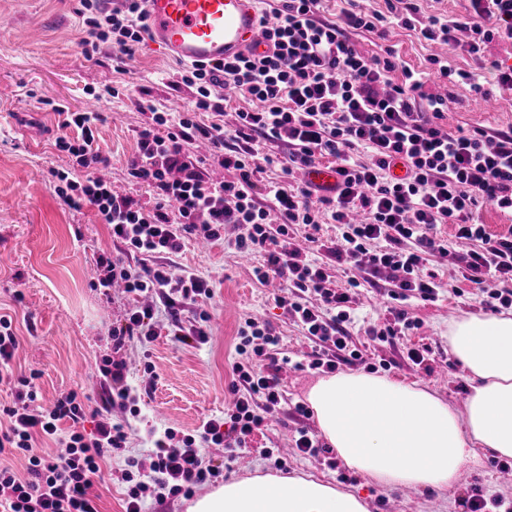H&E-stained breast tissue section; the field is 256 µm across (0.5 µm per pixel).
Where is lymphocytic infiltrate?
<instances>
[{"instance_id":"f902f5d3","label":"lymphocytic infiltrate","mask_w":512,"mask_h":512,"mask_svg":"<svg viewBox=\"0 0 512 512\" xmlns=\"http://www.w3.org/2000/svg\"><path fill=\"white\" fill-rule=\"evenodd\" d=\"M320 2L278 0L263 13L266 54L184 67L182 82L196 88L192 111L152 112L137 130V150L127 162L129 178L152 188V203L117 193L100 177L110 160L94 145L96 113L55 107L65 131L56 145L80 168L76 174L55 173L57 197L72 209L93 208L113 239L145 260L135 268L117 257L97 259L94 287H121L129 301L122 323L112 329L114 349L133 338L155 339L154 317L161 308L168 315L169 335L183 343H207L209 313L203 302L213 296L209 281L174 270L162 259L179 253L187 236L221 239L228 225L238 230L237 252L263 255L254 270L258 282L285 281L287 289L276 303L315 343L333 345L354 359L359 351L348 333L354 321L350 291L358 287L360 272L384 279L394 302L389 309L393 324L365 330L381 343L415 328L404 308L407 301H437L444 293H457L461 282L477 285L486 307L512 309V230L492 233L479 221L485 203L512 212V130L444 129L448 99L428 89L434 78L455 75L479 94V74L453 71L436 56L429 62L437 70L430 73L405 65L392 50L364 55L352 33L378 32L385 16L354 5L331 20L321 15ZM402 2L395 20L416 27L414 0ZM469 2L466 22L431 16L416 28L425 40L461 45L480 63L487 43L497 37L512 40V0ZM81 14L89 34L86 58L108 43L120 68L146 38L143 0H122L109 11L101 0H82ZM396 71L401 81L393 80ZM226 85L254 104L237 112L229 127L223 121L224 100L214 93ZM203 112L210 121H200ZM204 142L214 163L232 171V178L215 181L205 172L196 154ZM263 143L268 146L264 152L259 149ZM324 158L331 159L338 180L329 194L319 196L294 174ZM397 164L405 168L404 177H393ZM276 166L283 180L259 189L257 175ZM262 193L267 203L259 202ZM326 222L341 230L331 247L318 235ZM299 224L307 229L303 248L296 244ZM447 224L456 239L468 243L466 253L449 256L440 235ZM312 250L327 251L344 266L346 287H337L326 265L309 258ZM434 257L452 259L447 282L425 274ZM187 310L192 318L186 322L182 314ZM276 343L267 325L245 319L232 365V410L207 420L194 435H178L171 427L149 431L150 463L128 460L119 477L126 486L124 512H145L147 502L160 503L169 495L190 496L196 486L221 477V470L205 465L203 448L221 447L232 455L250 451L255 433L282 398L277 372L257 363ZM17 346L12 316L0 314V383L15 386L13 404L0 408L8 420L0 430V447L28 458L22 476L0 466V512H98L92 488L113 450L125 446V426L104 415L93 430H85L86 413L74 390L35 410L39 374L14 375ZM96 376L109 405L137 414L125 361L102 359ZM39 438L60 445V453H37Z\"/></svg>"}]
</instances>
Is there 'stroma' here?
<instances>
[{
    "mask_svg": "<svg viewBox=\"0 0 512 512\" xmlns=\"http://www.w3.org/2000/svg\"><path fill=\"white\" fill-rule=\"evenodd\" d=\"M81 9L80 0H0V14L12 19L9 28L0 29V314L12 315L16 326L19 348L11 362L14 373H41L37 381L41 405H51L60 393L75 390L86 395L88 413L106 412L114 421L129 420L125 448L113 452L107 463L112 472H120L125 459L146 453L148 429L172 427L193 434L203 422L223 416L230 399L238 329L252 317L279 338L268 354L282 364L283 400L255 436L253 451L231 459L223 449H208L207 462L223 469L225 480L273 472L281 477L311 476L361 494L369 512H466L468 498L478 490L512 500V480L495 468L496 456L488 451L481 453L478 463H465L457 480L441 492L368 485L360 474L343 466L330 447L316 456L293 453L296 429L319 431L314 415H299L294 407L307 404L309 390L324 373L309 368L315 345L276 304L275 288L256 280L253 270L262 263V255L243 257L234 250L233 227H226L218 242L187 237L183 249L165 259L166 264L192 270L210 282L214 291L206 305L210 342L184 344L161 335L149 342L134 339L113 351L112 328L122 319L127 301L121 292L105 294L93 288L92 279L99 255L120 256L124 247L113 241L94 210L76 211L59 204L53 173L73 170L74 160L55 145L62 130L51 106L58 102L73 111L99 114L93 131L96 145L110 159L109 179L120 191L147 201L153 197L152 189L129 182L126 173L136 152L135 132L148 119L140 105L147 102L161 112L184 111L193 105L194 90L180 79L181 62L147 42L139 45L120 72L112 66L113 50L107 44L101 45L96 61H86ZM352 39L367 55L394 47L405 64L417 69L428 67L433 54L418 31L395 24L388 25L385 38L364 32ZM482 84L488 93L483 102L474 99L468 85H449L454 98L449 124L470 130L512 129V92L499 89L490 73ZM111 87L118 88V96L108 95ZM462 289V294L435 302H410L406 310L418 329L377 343L364 330L388 319L386 290L377 278L362 281L351 291L355 325L350 331L361 356L337 358V372L416 382L463 409L471 375L448 345V326L485 314L486 309L474 300L475 285L466 283ZM18 291L23 294L19 301L14 298ZM415 345L431 349L429 370L408 360L406 352ZM112 353L126 361L130 383L141 382L144 364L153 367L137 418L127 419L123 410L108 408L94 376L96 362ZM443 370L448 373L444 384L436 379ZM264 448L284 451L282 467H273L261 456Z\"/></svg>",
    "mask_w": 512,
    "mask_h": 512,
    "instance_id": "stroma-1",
    "label": "stroma"
}]
</instances>
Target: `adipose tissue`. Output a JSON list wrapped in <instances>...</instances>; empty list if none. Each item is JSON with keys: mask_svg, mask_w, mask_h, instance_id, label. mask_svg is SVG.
<instances>
[{"mask_svg": "<svg viewBox=\"0 0 512 512\" xmlns=\"http://www.w3.org/2000/svg\"><path fill=\"white\" fill-rule=\"evenodd\" d=\"M453 354L471 374L463 410L418 386L365 373L336 374L308 393L339 460L380 488L441 490L485 449L512 457V317L451 324ZM186 512H368L364 498L312 478L255 476L224 483Z\"/></svg>", "mask_w": 512, "mask_h": 512, "instance_id": "1", "label": "adipose tissue"}]
</instances>
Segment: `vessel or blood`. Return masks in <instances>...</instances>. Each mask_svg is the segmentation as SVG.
<instances>
[{
    "mask_svg": "<svg viewBox=\"0 0 512 512\" xmlns=\"http://www.w3.org/2000/svg\"><path fill=\"white\" fill-rule=\"evenodd\" d=\"M256 0H145L146 23L151 42L177 60L206 65L247 51L263 52ZM304 181L331 188L336 171L312 165L302 173Z\"/></svg>",
    "mask_w": 512,
    "mask_h": 512,
    "instance_id": "obj_1",
    "label": "vessel or blood"
}]
</instances>
